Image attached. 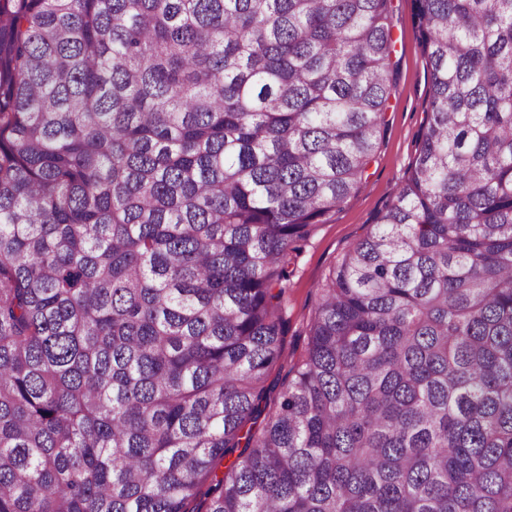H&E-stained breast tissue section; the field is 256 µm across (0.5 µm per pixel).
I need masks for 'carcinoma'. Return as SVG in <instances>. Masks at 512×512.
<instances>
[{
  "mask_svg": "<svg viewBox=\"0 0 512 512\" xmlns=\"http://www.w3.org/2000/svg\"><path fill=\"white\" fill-rule=\"evenodd\" d=\"M414 18L416 156L267 411L390 0H0V512H512V0Z\"/></svg>",
  "mask_w": 512,
  "mask_h": 512,
  "instance_id": "1",
  "label": "carcinoma"
}]
</instances>
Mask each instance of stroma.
<instances>
[{
  "label": "stroma",
  "mask_w": 512,
  "mask_h": 512,
  "mask_svg": "<svg viewBox=\"0 0 512 512\" xmlns=\"http://www.w3.org/2000/svg\"><path fill=\"white\" fill-rule=\"evenodd\" d=\"M394 52L386 126L359 188L293 253L283 316L288 322L285 361L275 365L270 383L281 385L300 360L303 334L317 300L316 289L335 261L369 230L375 215L395 196L415 156L429 93L426 60L418 41L413 0H392Z\"/></svg>",
  "instance_id": "1"
}]
</instances>
